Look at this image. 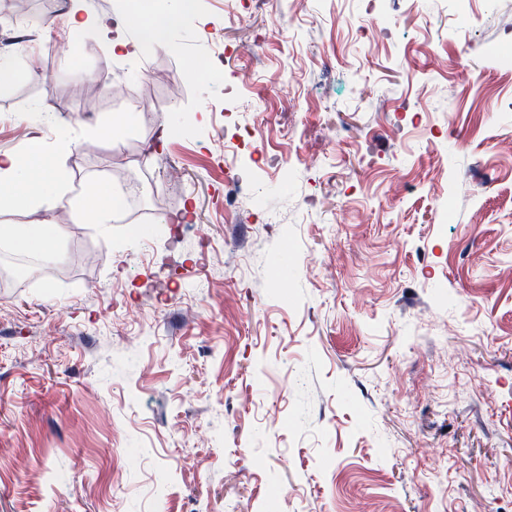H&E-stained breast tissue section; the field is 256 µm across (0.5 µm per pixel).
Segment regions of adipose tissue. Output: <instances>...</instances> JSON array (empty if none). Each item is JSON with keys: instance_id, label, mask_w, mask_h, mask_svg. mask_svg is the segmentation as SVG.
<instances>
[{"instance_id": "ef3b65f1", "label": "adipose tissue", "mask_w": 512, "mask_h": 512, "mask_svg": "<svg viewBox=\"0 0 512 512\" xmlns=\"http://www.w3.org/2000/svg\"><path fill=\"white\" fill-rule=\"evenodd\" d=\"M194 0H171L168 7L147 10L144 0H122L113 16L97 17V27L107 35L113 53L138 55L144 45L166 46L168 36L193 8ZM26 159L13 154H0V181L13 187L12 205L23 208L46 192H54L63 200L71 181L47 146L39 140L26 147Z\"/></svg>"}]
</instances>
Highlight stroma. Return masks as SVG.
<instances>
[{
	"label": "stroma",
	"mask_w": 512,
	"mask_h": 512,
	"mask_svg": "<svg viewBox=\"0 0 512 512\" xmlns=\"http://www.w3.org/2000/svg\"><path fill=\"white\" fill-rule=\"evenodd\" d=\"M19 3L0 153L42 140L77 192L140 155L153 189L106 225L0 203L58 232L0 282V512H512V0H201L72 59L71 0ZM211 27L253 48L237 90L191 73ZM224 107L257 128L230 172Z\"/></svg>",
	"instance_id": "obj_1"
}]
</instances>
